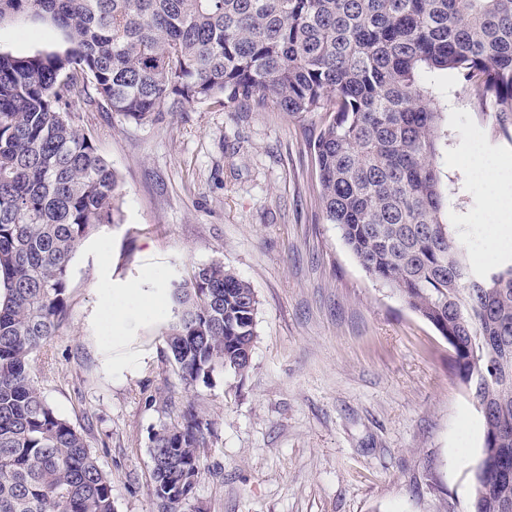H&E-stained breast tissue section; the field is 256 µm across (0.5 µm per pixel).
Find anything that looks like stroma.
<instances>
[{
    "label": "stroma",
    "mask_w": 512,
    "mask_h": 512,
    "mask_svg": "<svg viewBox=\"0 0 512 512\" xmlns=\"http://www.w3.org/2000/svg\"><path fill=\"white\" fill-rule=\"evenodd\" d=\"M51 26L0 25V52L58 51ZM120 178V221L93 232L68 315L31 373L82 429L116 512H156L149 439L187 403L212 424L194 512H471L483 425L435 328L373 282L327 223L312 144L325 115L198 104L136 124L71 112ZM439 161L448 221L486 241L489 195L469 170L485 117L449 96ZM483 151L512 164V140ZM219 261L258 298L249 370L186 386L168 358L169 280Z\"/></svg>",
    "instance_id": "stroma-1"
}]
</instances>
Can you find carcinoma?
Instances as JSON below:
<instances>
[{
  "instance_id": "cac0c4a2",
  "label": "carcinoma",
  "mask_w": 512,
  "mask_h": 512,
  "mask_svg": "<svg viewBox=\"0 0 512 512\" xmlns=\"http://www.w3.org/2000/svg\"><path fill=\"white\" fill-rule=\"evenodd\" d=\"M62 52H0V512H115L86 435L35 386L33 354L67 315L69 270L116 223L119 177L70 118L129 122L206 102L324 112L312 145L325 220L363 271L448 342L483 420L472 512H512V264L475 265L445 221L438 159L449 76L512 139V0H0ZM163 336L180 378L251 366L252 285L214 262L171 283ZM211 422L187 404L150 439L158 512H189Z\"/></svg>"
}]
</instances>
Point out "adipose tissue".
Returning <instances> with one entry per match:
<instances>
[{"label": "adipose tissue", "mask_w": 512, "mask_h": 512, "mask_svg": "<svg viewBox=\"0 0 512 512\" xmlns=\"http://www.w3.org/2000/svg\"><path fill=\"white\" fill-rule=\"evenodd\" d=\"M471 169L483 181L493 198L481 220L488 228L484 260L499 257L512 240V166L483 155H476Z\"/></svg>", "instance_id": "1"}]
</instances>
